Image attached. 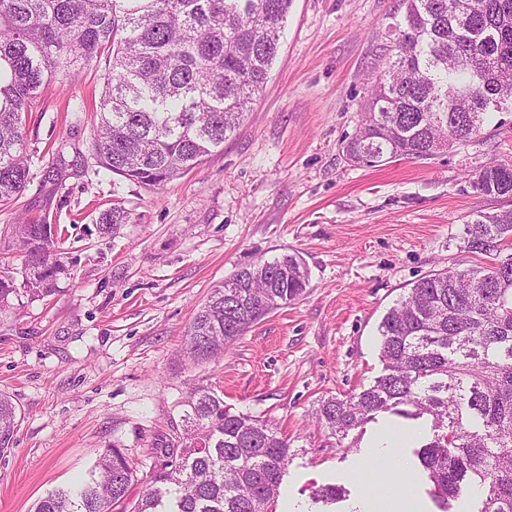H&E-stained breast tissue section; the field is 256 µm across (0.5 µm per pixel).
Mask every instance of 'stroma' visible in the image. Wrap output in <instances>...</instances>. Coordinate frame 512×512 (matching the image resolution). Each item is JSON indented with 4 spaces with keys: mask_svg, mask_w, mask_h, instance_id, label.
Masks as SVG:
<instances>
[{
    "mask_svg": "<svg viewBox=\"0 0 512 512\" xmlns=\"http://www.w3.org/2000/svg\"><path fill=\"white\" fill-rule=\"evenodd\" d=\"M403 12L401 0H293L263 92L223 145L160 190L97 164L100 72L45 87L27 122L29 181L16 205L0 208V271L21 269L6 231L27 217L59 225L68 273L52 300L20 291L0 314V393L18 420L0 454V512H31L86 478L115 443L136 466L128 496L138 500L157 463L150 448L181 431L193 386L292 438L271 512H359L367 495L410 490L436 512L412 445L378 470L372 425L338 441L313 418L320 398L381 374L378 324L414 281L469 266L464 222L512 206L467 182L492 160H512V121L500 114L427 160L345 159ZM115 203L130 221L112 236L99 217ZM284 254L305 262L304 293L223 356L190 362L185 328L211 288ZM327 484L344 490L329 506L314 499Z\"/></svg>",
    "mask_w": 512,
    "mask_h": 512,
    "instance_id": "stroma-1",
    "label": "stroma"
}]
</instances>
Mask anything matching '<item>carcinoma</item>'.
Wrapping results in <instances>:
<instances>
[{
    "label": "carcinoma",
    "instance_id": "1",
    "mask_svg": "<svg viewBox=\"0 0 512 512\" xmlns=\"http://www.w3.org/2000/svg\"><path fill=\"white\" fill-rule=\"evenodd\" d=\"M292 0H0V206L17 203L29 179V112L41 89L74 84L105 63L92 148L106 170L160 189L224 144L266 83ZM393 45L368 94L346 160L376 166L426 160L481 133L492 113H512V0H402ZM483 196H512V162L470 174ZM130 222L115 205L100 230ZM24 254L23 288L56 294L65 273L53 224L10 225ZM463 270L428 273L382 318L383 372L315 409L338 440L392 412L428 415L417 452L440 512L468 491L475 512H512V210L465 221ZM304 262L284 254L246 265L215 285L185 331L188 357L207 361L270 311L302 295ZM0 277V311L16 293ZM183 433L157 439L162 459L140 499L124 503L135 469L121 448L104 449L88 480L54 490L32 512H269L292 461L291 441L235 413L205 387L190 390ZM17 410L0 394V454L14 442Z\"/></svg>",
    "mask_w": 512,
    "mask_h": 512
}]
</instances>
